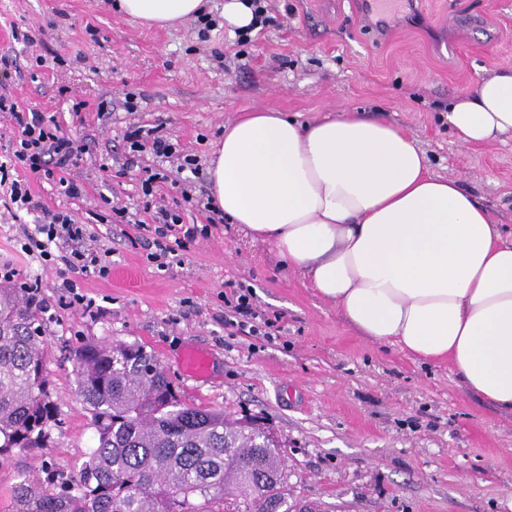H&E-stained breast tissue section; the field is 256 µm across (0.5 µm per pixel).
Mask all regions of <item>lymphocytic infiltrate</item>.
I'll list each match as a JSON object with an SVG mask.
<instances>
[{
	"label": "lymphocytic infiltrate",
	"mask_w": 512,
	"mask_h": 512,
	"mask_svg": "<svg viewBox=\"0 0 512 512\" xmlns=\"http://www.w3.org/2000/svg\"><path fill=\"white\" fill-rule=\"evenodd\" d=\"M0 112L7 114L11 121L6 156L0 162V187L5 189L10 204L8 216L15 220L23 211L37 215L33 230L25 234L21 250L38 251L45 264L56 266L62 276L90 272L108 276L111 269L108 255L98 250L97 238L88 225L36 199L28 181L32 175L54 180L67 197L85 196V186L74 171L87 152L86 143L65 133L54 116L22 106L2 93ZM125 139L127 153L109 162L101 161L100 170L112 169L116 174H124L146 153L151 154L154 166L141 183L143 201L137 210L116 202L111 206V218L119 224H135L140 214H149L151 223L146 230L153 236L152 259H179L187 242L195 239L197 230L184 227L178 208L157 200L153 187L155 183L168 180L171 173L197 172V158L177 150L175 144L153 128L129 127ZM224 324L241 335L260 336L269 341L284 330L279 319L258 312L252 291L241 287L233 289L231 297L224 300Z\"/></svg>",
	"instance_id": "1"
}]
</instances>
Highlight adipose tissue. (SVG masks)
Returning <instances> with one entry per match:
<instances>
[{
    "label": "adipose tissue",
    "instance_id": "obj_1",
    "mask_svg": "<svg viewBox=\"0 0 512 512\" xmlns=\"http://www.w3.org/2000/svg\"><path fill=\"white\" fill-rule=\"evenodd\" d=\"M165 26L205 0H118ZM470 147L512 135V67L455 98ZM230 223L289 267L372 342L449 362L481 399L512 412V243L457 180L429 174L405 132L349 111L300 124L257 110L224 130L209 165Z\"/></svg>",
    "mask_w": 512,
    "mask_h": 512
}]
</instances>
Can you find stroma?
Instances as JSON below:
<instances>
[{"label": "stroma", "mask_w": 512, "mask_h": 512, "mask_svg": "<svg viewBox=\"0 0 512 512\" xmlns=\"http://www.w3.org/2000/svg\"><path fill=\"white\" fill-rule=\"evenodd\" d=\"M269 17L247 44L224 23V0H208L212 26L189 18L146 28L111 0H0V83L21 105L55 114L88 142L76 173L86 196L57 185L32 189L49 208L87 222L110 250L107 278L76 275L102 309L64 304L55 267L23 253L24 228L0 222V266L41 277L53 317L47 322V374L62 423L37 455L0 461V512H9L19 469L38 459L71 468L94 441L65 356L85 340L122 341L154 352L188 402L257 417L287 444L290 499L323 512H512V413L470 392L450 364L424 363L370 342L284 266L275 247L239 224H206L183 204L184 224L206 226L183 262L158 267L134 224L95 221L110 198L126 199L144 179L139 168L108 178L105 150L125 153L127 122L159 128L197 156V190H209V158L224 127L266 109L304 123L360 109L413 137L432 175L458 180L512 240V137L468 148L445 117L480 78L512 66V0H417L383 15L385 30L364 27L360 0H266ZM27 32L32 44L14 40ZM58 62L39 63L44 50ZM140 103L127 114L126 94ZM85 100L81 116L70 97ZM107 102V115L97 106ZM250 288L258 308L286 325L274 342L224 326L228 283ZM213 356L209 379L180 364L182 350Z\"/></svg>", "instance_id": "stroma-1"}]
</instances>
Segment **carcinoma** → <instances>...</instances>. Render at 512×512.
I'll return each instance as SVG.
<instances>
[{"label":"carcinoma","mask_w":512,"mask_h":512,"mask_svg":"<svg viewBox=\"0 0 512 512\" xmlns=\"http://www.w3.org/2000/svg\"><path fill=\"white\" fill-rule=\"evenodd\" d=\"M41 307L0 288V459L47 447L60 423ZM87 340L74 364L96 441L77 471H18L11 512H319L288 506L284 445L270 427L180 398L138 344Z\"/></svg>","instance_id":"1"}]
</instances>
